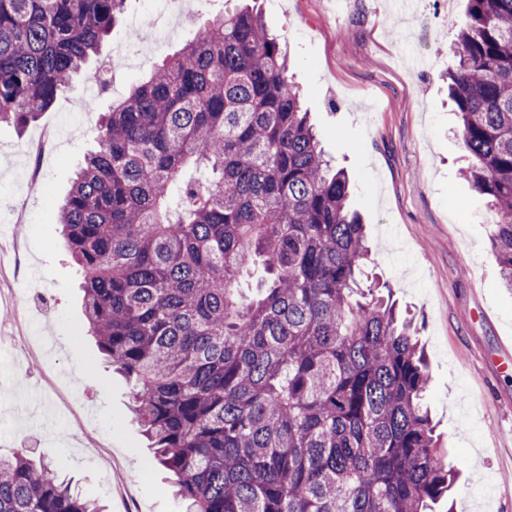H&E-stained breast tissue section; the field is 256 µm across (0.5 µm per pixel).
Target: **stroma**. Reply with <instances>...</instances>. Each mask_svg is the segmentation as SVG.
I'll list each match as a JSON object with an SVG mask.
<instances>
[{"instance_id": "obj_1", "label": "stroma", "mask_w": 512, "mask_h": 512, "mask_svg": "<svg viewBox=\"0 0 512 512\" xmlns=\"http://www.w3.org/2000/svg\"><path fill=\"white\" fill-rule=\"evenodd\" d=\"M289 59L328 157L351 178L350 202L372 244L368 272L388 283L415 319L426 355L427 401L458 470V512H512V291L500 285L490 246L491 211L461 173L466 151L448 97L456 29L467 0H415L401 17L394 0H253ZM227 0H191L161 47L144 29V0H127L103 45L111 62L96 111L83 98L94 79L74 78L29 126L0 127V225L12 228L15 265L31 295L0 294L6 325L30 318L51 355L0 348V454L24 449L72 481L103 512H184L167 472L148 468L130 394L84 329L83 279L64 243L59 202L77 162L96 149L114 100L191 40ZM422 41L419 70L402 41Z\"/></svg>"}]
</instances>
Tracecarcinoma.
Returning <instances> with one entry per match:
<instances>
[{
	"instance_id": "cac0c4a2",
	"label": "carcinoma",
	"mask_w": 512,
	"mask_h": 512,
	"mask_svg": "<svg viewBox=\"0 0 512 512\" xmlns=\"http://www.w3.org/2000/svg\"><path fill=\"white\" fill-rule=\"evenodd\" d=\"M124 4L0 0V124L47 111ZM455 54L463 175L512 290V0H468ZM287 71L237 8L112 105L59 214L89 332L187 512H454L413 321L364 283L349 179ZM0 512L98 510L19 451Z\"/></svg>"
}]
</instances>
